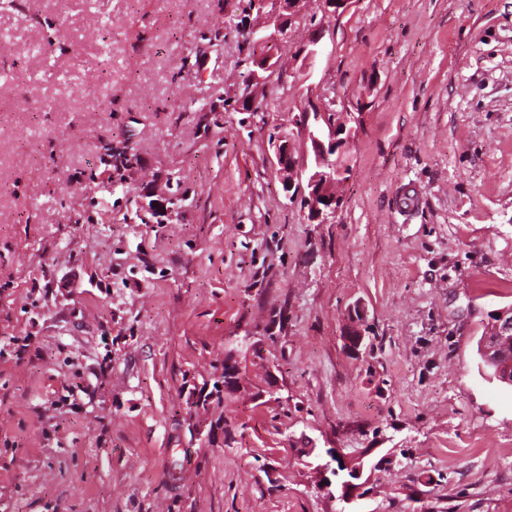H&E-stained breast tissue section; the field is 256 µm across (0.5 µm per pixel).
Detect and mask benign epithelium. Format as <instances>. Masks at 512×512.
<instances>
[{
  "mask_svg": "<svg viewBox=\"0 0 512 512\" xmlns=\"http://www.w3.org/2000/svg\"><path fill=\"white\" fill-rule=\"evenodd\" d=\"M278 13L275 31L262 35L259 42L274 44L279 37L287 34L292 20L300 14L305 0H277ZM351 0H319L318 8L325 16L336 17L347 10ZM274 56L265 53L257 57L247 77L250 94L247 97L248 111L257 112V94L255 91L266 85L265 73L274 68ZM304 120L301 126L305 131L310 149L301 150L295 137L280 132L274 139L276 167L282 189L289 194L297 191L303 195L304 207L308 210V219L319 224H331L336 218L339 196L336 187L345 181L350 165V152L357 138L358 130L339 126L329 119V110L318 108L312 112L302 109ZM364 314L361 305L356 304L349 310L353 326L347 336L350 347L361 346V336L357 324L359 316ZM489 335L492 339L482 344L485 363L493 370V375L500 382L512 386V308L495 313L490 324ZM348 479L336 487V501L340 504L338 512H354L353 504L360 499L357 490L358 480L363 476L364 467L357 464L347 465Z\"/></svg>",
  "mask_w": 512,
  "mask_h": 512,
  "instance_id": "obj_1",
  "label": "benign epithelium"
}]
</instances>
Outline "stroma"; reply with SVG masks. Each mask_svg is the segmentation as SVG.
Wrapping results in <instances>:
<instances>
[{
	"mask_svg": "<svg viewBox=\"0 0 512 512\" xmlns=\"http://www.w3.org/2000/svg\"><path fill=\"white\" fill-rule=\"evenodd\" d=\"M277 12L0 0V512H336L332 452L356 512H512L479 354L512 307V0H305L239 111ZM307 103L359 126L332 224L274 165ZM274 56L269 53V51L259 57H257L253 63L254 69H251L249 75L247 77V84L249 85V91L251 93L247 97V112H258L259 107L257 108V94L255 91L262 89L266 85L267 76L264 73L271 71L276 62H273ZM347 471H348V477L349 479L343 480L340 482V484L336 487V493L337 496L332 493V491H329L332 496L336 499V501L340 504V510L338 512H356L355 510H352L353 504L355 501L361 498L359 494H357V490L360 488L361 485L364 483H355L354 481H358L363 476L364 467L363 464L361 466L355 464H347Z\"/></svg>",
	"mask_w": 512,
	"mask_h": 512,
	"instance_id": "stroma-1",
	"label": "stroma"
}]
</instances>
